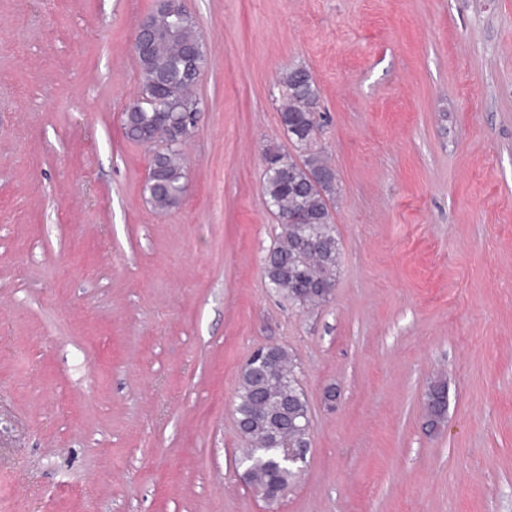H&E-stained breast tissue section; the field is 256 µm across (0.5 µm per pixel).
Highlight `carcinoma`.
Returning a JSON list of instances; mask_svg holds the SVG:
<instances>
[{
	"mask_svg": "<svg viewBox=\"0 0 512 512\" xmlns=\"http://www.w3.org/2000/svg\"><path fill=\"white\" fill-rule=\"evenodd\" d=\"M159 26L173 30L155 41L151 55L139 59L140 95L123 114L128 138L140 140L148 130L152 140L164 142V148L152 159L154 173L145 185L151 206L167 210L178 205L186 183L182 146L184 140L168 117L153 111L145 99L154 87H169L168 107L177 112L181 100L190 95L191 81L185 70L184 55L190 44L200 42L196 23L179 0L156 15ZM280 82L286 102L281 119L301 150L300 160L278 152L266 158L262 190L274 214H298L296 224L281 225V232L265 256L268 286L305 309L327 301L323 288L335 280L340 263V243L336 237L331 205L336 175L323 155L313 147L319 128L317 85L311 73L302 67L291 68ZM315 240L316 254L301 249V243ZM271 356L281 366L278 379L268 378L258 362L246 364L239 378L234 402L241 437L248 452L242 461L249 468L253 488L268 499L282 495L295 478L279 458L278 448L289 439L299 446L310 444L305 425L311 422L308 399L300 383L296 364L288 350L277 347Z\"/></svg>",
	"mask_w": 512,
	"mask_h": 512,
	"instance_id": "cac0c4a2",
	"label": "carcinoma"
}]
</instances>
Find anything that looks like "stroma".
Instances as JSON below:
<instances>
[{
  "mask_svg": "<svg viewBox=\"0 0 512 512\" xmlns=\"http://www.w3.org/2000/svg\"><path fill=\"white\" fill-rule=\"evenodd\" d=\"M183 5L203 112L160 212L122 125L155 0H0V512H512V0ZM294 67L336 171L341 263L311 310L264 271ZM265 345L312 421L274 500L233 414Z\"/></svg>",
  "mask_w": 512,
  "mask_h": 512,
  "instance_id": "obj_1",
  "label": "stroma"
}]
</instances>
